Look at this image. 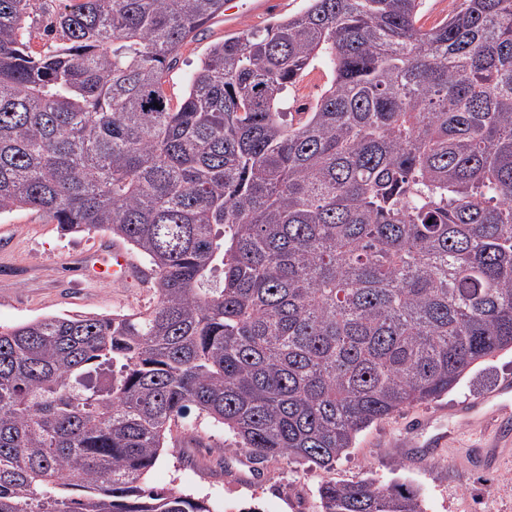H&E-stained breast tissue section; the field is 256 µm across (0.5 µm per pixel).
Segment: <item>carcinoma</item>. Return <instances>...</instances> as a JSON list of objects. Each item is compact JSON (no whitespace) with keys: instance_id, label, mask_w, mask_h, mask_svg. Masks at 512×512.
Masks as SVG:
<instances>
[{"instance_id":"obj_1","label":"carcinoma","mask_w":512,"mask_h":512,"mask_svg":"<svg viewBox=\"0 0 512 512\" xmlns=\"http://www.w3.org/2000/svg\"><path fill=\"white\" fill-rule=\"evenodd\" d=\"M308 2L211 46L174 109L224 0H0V213L112 232L155 295L0 331V512H214L146 484L189 409L328 469L512 351V0L430 29L422 0ZM317 59L330 87L283 111ZM318 498L423 512L405 484Z\"/></svg>"}]
</instances>
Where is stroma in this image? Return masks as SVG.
<instances>
[{"mask_svg": "<svg viewBox=\"0 0 512 512\" xmlns=\"http://www.w3.org/2000/svg\"><path fill=\"white\" fill-rule=\"evenodd\" d=\"M234 27L216 16L180 49L167 71L165 92L179 104L207 49L246 28L261 29L304 10L308 0H229ZM332 71L314 62L288 95V109L307 112L330 86ZM103 231L61 234L41 212L17 209L0 215V329L47 315L130 312L153 299L149 283L116 287L75 272L69 259L99 248ZM512 378V352L473 366L437 400L416 405L361 432L346 456L329 469L279 458L252 464L248 454L225 451L229 436L205 425L195 412L163 448L148 476L157 489L177 488L220 504L224 512H319L317 488L324 482L373 479L387 486L418 488L425 512H512V455L488 471L468 468L484 430L462 422L457 408L494 392ZM205 430L206 447H182L185 429Z\"/></svg>", "mask_w": 512, "mask_h": 512, "instance_id": "stroma-1", "label": "stroma"}]
</instances>
